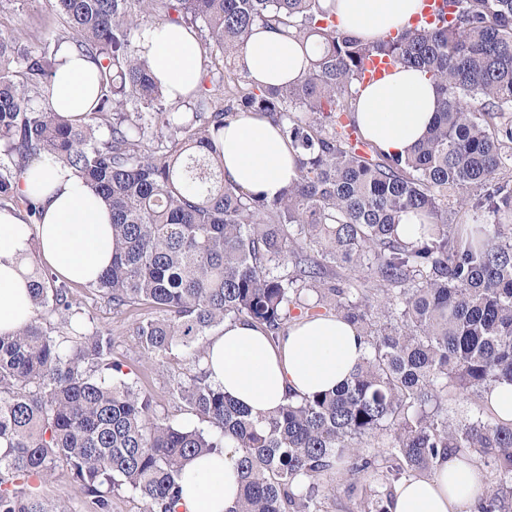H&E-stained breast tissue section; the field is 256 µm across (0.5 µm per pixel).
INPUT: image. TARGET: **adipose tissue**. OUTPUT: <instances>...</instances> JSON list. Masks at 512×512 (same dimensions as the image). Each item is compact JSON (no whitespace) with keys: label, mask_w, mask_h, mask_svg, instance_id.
<instances>
[{"label":"adipose tissue","mask_w":512,"mask_h":512,"mask_svg":"<svg viewBox=\"0 0 512 512\" xmlns=\"http://www.w3.org/2000/svg\"><path fill=\"white\" fill-rule=\"evenodd\" d=\"M342 31L365 43L385 39L413 23L423 0H324ZM137 44L170 101L186 97L200 77L202 47L194 33L171 23L149 24ZM50 80L53 111L80 118L93 101L97 72L89 58L62 50ZM243 62L256 82L293 81L309 62L294 38L255 28ZM437 110L428 74L395 67L361 87L356 119L362 134L388 154L407 155L426 134ZM224 174L243 191L274 199L298 175L295 151L280 129L258 113L231 120L219 137ZM21 195H38L43 219L23 223L0 210V335L18 330L33 314L27 277L34 262L64 279L93 284L112 262L110 212L73 169L51 158L35 160L18 178ZM365 351L357 331L336 316L304 318L285 336L270 339L258 327L225 325L212 336L202 366L252 416L306 396L335 389L350 378ZM238 452L222 449L186 464L180 504L184 512H231L241 492ZM481 486L480 471L466 460H439L432 473L398 485L391 512H469Z\"/></svg>","instance_id":"adipose-tissue-1"}]
</instances>
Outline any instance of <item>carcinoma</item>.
<instances>
[{"mask_svg": "<svg viewBox=\"0 0 512 512\" xmlns=\"http://www.w3.org/2000/svg\"><path fill=\"white\" fill-rule=\"evenodd\" d=\"M73 31L27 44L0 26V201L40 204L17 178L43 155L81 175L112 211L116 250L95 284L122 312L145 306L136 336L162 365L195 372L171 390L208 429L156 416L123 379L112 329L84 316L69 286L34 269L33 316L0 336V512H71L42 495L67 471L111 512L127 488L143 512H179L185 461L236 448L229 512H327L345 473L351 512H390L395 486L459 456L495 483L474 512H512V420L486 393L512 383V0H440L438 18L374 44L343 33L320 0H52ZM201 32L210 80L167 106L137 46L148 18ZM294 32L309 58L292 82L258 84L238 63L254 27ZM98 67L95 103L64 119L38 101L63 47ZM427 72L440 106L410 155L358 136L365 62ZM258 112L298 152V178L272 201L224 177L215 136ZM481 223H448V202ZM419 236L397 235L402 216ZM372 283L369 288L366 283ZM343 318L367 352L341 387L288 395L256 419L201 368L204 340L245 322L276 340L303 317ZM55 317L58 330L43 326ZM467 395L472 415L448 418Z\"/></svg>", "mask_w": 512, "mask_h": 512, "instance_id": "cac0c4a2", "label": "carcinoma"}]
</instances>
